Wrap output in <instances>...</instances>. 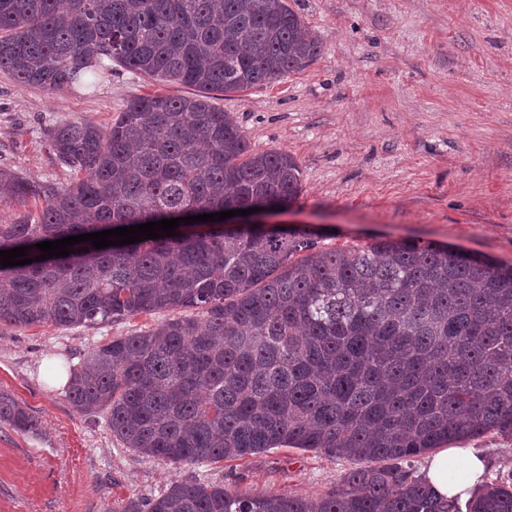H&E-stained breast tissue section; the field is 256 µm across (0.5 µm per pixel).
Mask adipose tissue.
<instances>
[{
  "mask_svg": "<svg viewBox=\"0 0 512 512\" xmlns=\"http://www.w3.org/2000/svg\"><path fill=\"white\" fill-rule=\"evenodd\" d=\"M490 470V461L477 449L447 448L427 457L421 474L439 496L463 500L482 488Z\"/></svg>",
  "mask_w": 512,
  "mask_h": 512,
  "instance_id": "1",
  "label": "adipose tissue"
}]
</instances>
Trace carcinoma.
Segmentation results:
<instances>
[{"mask_svg":"<svg viewBox=\"0 0 512 512\" xmlns=\"http://www.w3.org/2000/svg\"><path fill=\"white\" fill-rule=\"evenodd\" d=\"M318 37L287 0H0V71L22 86L73 84L100 59L190 97L146 94L115 121L46 133L75 182L0 168V201L42 203L0 222V324L94 326L188 314L93 348L66 396L104 412L113 439L181 464L292 447L355 460L318 498L248 495L175 480L124 512H512V482L438 500L414 458L494 432L512 438V266L446 246L374 240L320 247L277 224H181L177 235L36 261L35 244L162 218L292 205L300 168L258 151L213 92L300 72ZM0 421L38 420L0 393Z\"/></svg>","mask_w":512,"mask_h":512,"instance_id":"1","label":"carcinoma"}]
</instances>
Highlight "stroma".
<instances>
[{
  "label": "stroma",
  "mask_w": 512,
  "mask_h": 512,
  "mask_svg": "<svg viewBox=\"0 0 512 512\" xmlns=\"http://www.w3.org/2000/svg\"><path fill=\"white\" fill-rule=\"evenodd\" d=\"M320 56L302 72L242 92H215L252 149L291 154L301 194L282 221L328 230L324 247L375 239L433 242L512 265V0H288ZM183 97L113 67L58 91L0 71V167L58 183L46 129L79 119L110 125L132 98ZM168 311L94 327L0 326V392L39 422H0V512H122L174 480L196 477L240 493L319 497L352 460L274 448L241 460L175 466L113 439L105 415L69 402L68 368L110 340L171 319ZM512 471V438L467 440Z\"/></svg>",
  "instance_id": "35a3bbf8"
}]
</instances>
